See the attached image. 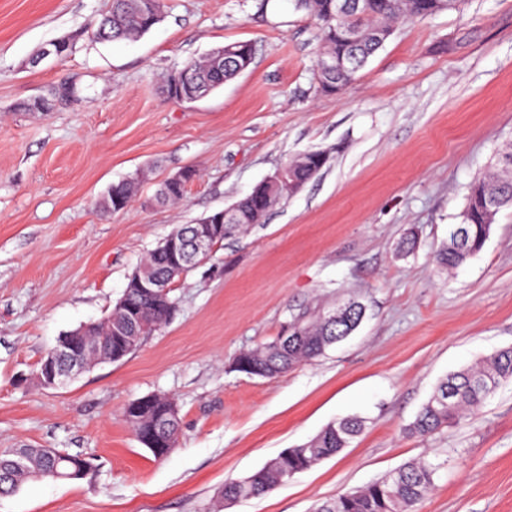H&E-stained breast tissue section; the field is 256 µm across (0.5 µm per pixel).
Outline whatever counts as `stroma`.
<instances>
[{
    "label": "stroma",
    "instance_id": "stroma-1",
    "mask_svg": "<svg viewBox=\"0 0 512 512\" xmlns=\"http://www.w3.org/2000/svg\"><path fill=\"white\" fill-rule=\"evenodd\" d=\"M163 4L145 35L101 43L110 0H0V448L93 463L81 480L28 481L0 512H214L226 481L353 415L366 427L338 455L223 512H314L418 458L438 467L419 512H512L511 380L429 438L405 432L446 375L512 347V207L462 266L434 260L470 183L512 142V0L400 23L338 94L316 90L317 24L293 0ZM63 38L66 57L30 65ZM237 41L255 46L248 70L196 102L167 97L169 74ZM66 84L79 94L20 110ZM312 150L328 156L312 181L175 280L164 328L67 386L37 381L58 339L105 319L172 231ZM185 168L197 176L183 199L157 204ZM130 176L128 207L103 214ZM351 297L365 317L324 356L271 379L235 370L303 312ZM149 394L179 410L161 459L122 415Z\"/></svg>",
    "mask_w": 512,
    "mask_h": 512
}]
</instances>
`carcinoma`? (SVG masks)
<instances>
[{"mask_svg": "<svg viewBox=\"0 0 512 512\" xmlns=\"http://www.w3.org/2000/svg\"><path fill=\"white\" fill-rule=\"evenodd\" d=\"M298 9L313 15L318 22L322 53L344 55L357 62L332 75H321L317 91L338 94L355 78L368 59L383 46L393 33V24L400 20H421L449 10L446 0H369L371 8L365 14L351 12L343 19L336 18V0H294ZM162 0H111L110 10L97 22L94 35L101 41L130 40L149 32L162 19ZM354 28L363 34L354 45L344 41L347 29ZM191 68L209 80L208 91H213L236 77L235 69L226 68L215 76L209 60L188 62ZM183 182L162 184L159 200L176 201L183 198ZM495 194L512 198V155L503 156L497 168L478 176L470 185L463 211L464 234L457 228L450 230V243L436 257V265L443 270H453L479 253L487 240L486 224L491 217L485 206L487 197ZM241 211L235 224L224 225V237L240 234L250 224H262L268 214L258 210L255 192L240 199ZM123 297L136 309L145 333L151 334L167 324L175 311V301L170 293L146 299L138 290L126 286ZM302 336L288 347L281 338L240 353L235 362L241 371L265 378H275L289 370L322 356L326 349L349 336L348 323L336 322L333 314L302 316L297 320ZM512 379V347L501 349L484 363L448 376L437 387L415 419L405 428L413 437L425 438L448 426L462 414H474L485 399L503 381ZM365 428L360 417L344 418L326 426L307 444L281 454L274 463L263 466L242 480H231L220 491L223 500H247L272 491L288 478V473L305 471L319 461L336 456ZM24 452L34 461L31 469L19 471L14 457ZM73 463L82 467L76 478H83L91 463L78 456L51 448H1L0 449V498L14 495L30 479H54L62 466ZM437 467L421 460L404 464L398 470L378 479L361 490L325 500L315 512H417V507L434 487Z\"/></svg>", "mask_w": 512, "mask_h": 512, "instance_id": "carcinoma-1", "label": "carcinoma"}]
</instances>
